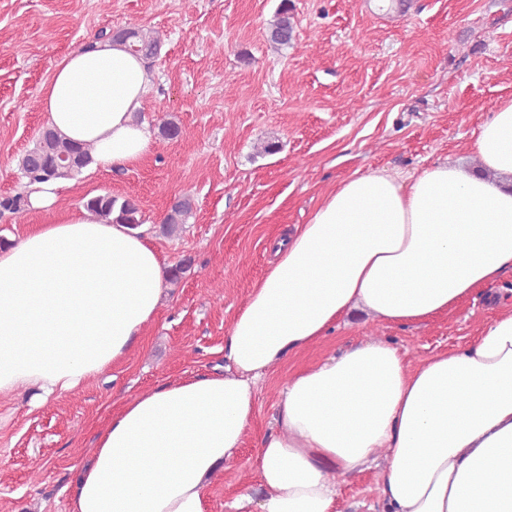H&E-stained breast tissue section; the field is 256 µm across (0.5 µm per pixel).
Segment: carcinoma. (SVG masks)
Here are the masks:
<instances>
[{"label": "carcinoma", "mask_w": 512, "mask_h": 512, "mask_svg": "<svg viewBox=\"0 0 512 512\" xmlns=\"http://www.w3.org/2000/svg\"><path fill=\"white\" fill-rule=\"evenodd\" d=\"M269 41L276 47H288L295 43V27L289 13L288 0L275 13L268 31ZM131 53L144 60L157 56L161 49L160 36L141 28L130 30L129 35L119 40ZM93 162L92 147L86 143L72 142L58 134L50 125L42 127L31 147L19 159V170L27 183L50 180H69L80 174ZM28 205L27 197L21 193L0 197V214L20 215ZM83 206L98 219L106 223L126 224L133 228L143 224V215L138 204L131 198L118 197L110 193L86 195ZM194 215V203L184 199L165 214L162 220L164 233L178 234L184 224Z\"/></svg>", "instance_id": "1"}]
</instances>
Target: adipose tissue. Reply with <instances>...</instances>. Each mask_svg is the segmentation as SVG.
<instances>
[{
    "label": "adipose tissue",
    "instance_id": "adipose-tissue-1",
    "mask_svg": "<svg viewBox=\"0 0 512 512\" xmlns=\"http://www.w3.org/2000/svg\"><path fill=\"white\" fill-rule=\"evenodd\" d=\"M123 45L76 48L41 89L49 123L95 165L153 152L136 121L149 88ZM466 171H353L270 244L229 322L224 364L126 399L80 466L68 512H209L206 489L243 448L255 386L352 311L393 326L448 313L512 268V99L477 127ZM167 268L142 232L79 208L0 249V394L71 393L129 353L156 318ZM261 512H333L377 469L381 512H512V311L467 347L408 366L362 340L291 374L258 444Z\"/></svg>",
    "mask_w": 512,
    "mask_h": 512
}]
</instances>
